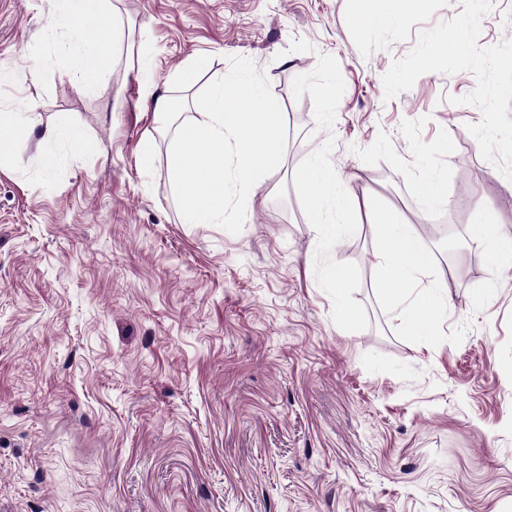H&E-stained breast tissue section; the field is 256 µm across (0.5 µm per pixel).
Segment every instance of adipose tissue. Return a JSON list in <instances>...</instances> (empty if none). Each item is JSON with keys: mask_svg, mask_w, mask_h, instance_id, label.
<instances>
[{"mask_svg": "<svg viewBox=\"0 0 512 512\" xmlns=\"http://www.w3.org/2000/svg\"><path fill=\"white\" fill-rule=\"evenodd\" d=\"M57 26L68 34L64 45L78 75L80 90L89 96L101 93L107 85L113 64V33L111 0H55ZM99 36L96 44H87L84 33ZM40 137L48 143L65 140L83 153L91 154L95 146L77 127L38 129L34 120L17 112L0 113V165L6 163L17 148ZM307 189L310 209L317 223H328L325 204H336L337 229L344 232L355 226L356 207L338 199L336 178L321 159L311 160L301 174ZM372 242L374 247L377 287L383 298L398 311L402 332L420 335L430 331L447 308V298L440 287L431 282L435 268L434 253L424 247L416 225L405 223L387 211L373 213Z\"/></svg>", "mask_w": 512, "mask_h": 512, "instance_id": "adipose-tissue-1", "label": "adipose tissue"}]
</instances>
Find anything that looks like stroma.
Wrapping results in <instances>:
<instances>
[{
	"label": "stroma",
	"instance_id": "1",
	"mask_svg": "<svg viewBox=\"0 0 512 512\" xmlns=\"http://www.w3.org/2000/svg\"><path fill=\"white\" fill-rule=\"evenodd\" d=\"M112 9V76L88 97L54 0H0V108L97 145L54 144L47 171L32 141L0 169V512H512V265L465 233L512 234V0H424L369 28L354 0ZM144 56L184 120L228 57L267 78L285 158L240 233L184 223L177 124L140 107ZM317 153L342 196L375 195L435 252L439 335H401L368 226L321 246L298 179ZM422 197L424 204L433 209L445 202L446 192L442 180L433 172H426L422 176Z\"/></svg>",
	"mask_w": 512,
	"mask_h": 512
}]
</instances>
